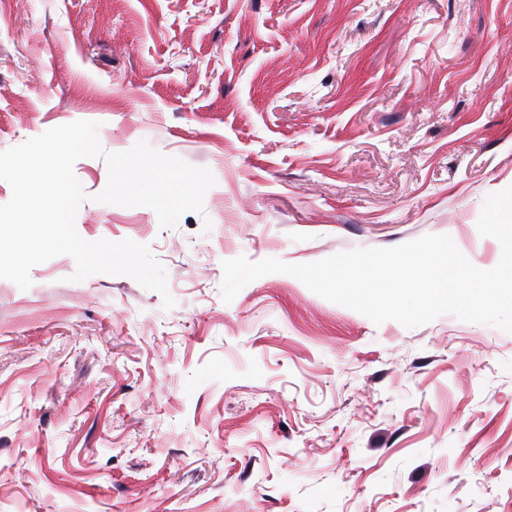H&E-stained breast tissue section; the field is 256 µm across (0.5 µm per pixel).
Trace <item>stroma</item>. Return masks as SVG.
<instances>
[{
    "label": "stroma",
    "instance_id": "1",
    "mask_svg": "<svg viewBox=\"0 0 512 512\" xmlns=\"http://www.w3.org/2000/svg\"><path fill=\"white\" fill-rule=\"evenodd\" d=\"M78 120L215 184L163 228L76 162L79 235L147 245L176 305L67 255L0 286V512H512V333L220 293L426 234L498 263L512 0H0V151Z\"/></svg>",
    "mask_w": 512,
    "mask_h": 512
}]
</instances>
